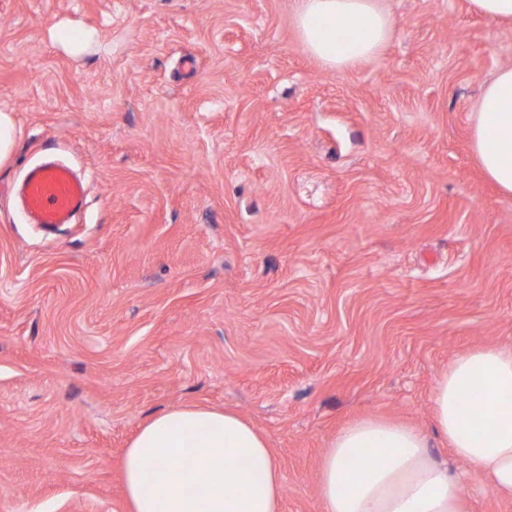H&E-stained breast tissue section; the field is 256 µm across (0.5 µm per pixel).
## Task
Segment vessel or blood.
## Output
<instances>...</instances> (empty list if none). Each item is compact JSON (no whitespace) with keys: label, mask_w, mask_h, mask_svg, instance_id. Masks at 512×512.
<instances>
[{"label":"vessel or blood","mask_w":512,"mask_h":512,"mask_svg":"<svg viewBox=\"0 0 512 512\" xmlns=\"http://www.w3.org/2000/svg\"><path fill=\"white\" fill-rule=\"evenodd\" d=\"M18 193L33 224L57 228L72 223L87 205V189L67 165L47 161L25 174Z\"/></svg>","instance_id":"obj_1"}]
</instances>
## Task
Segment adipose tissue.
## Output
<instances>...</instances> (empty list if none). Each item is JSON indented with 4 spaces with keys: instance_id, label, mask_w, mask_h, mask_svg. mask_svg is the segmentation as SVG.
Instances as JSON below:
<instances>
[{
    "instance_id": "obj_1",
    "label": "adipose tissue",
    "mask_w": 512,
    "mask_h": 512,
    "mask_svg": "<svg viewBox=\"0 0 512 512\" xmlns=\"http://www.w3.org/2000/svg\"><path fill=\"white\" fill-rule=\"evenodd\" d=\"M293 24L305 50L330 70L376 57L394 26L380 0H296ZM471 147L487 180L512 196V66L486 83ZM433 423L453 459L434 456L415 427L363 417L329 443L318 473L323 512H462L453 463L473 466L512 499V350L488 345L458 355L432 396ZM355 471H348L349 461ZM128 512H279L281 468L246 418L198 404L155 415L123 457Z\"/></svg>"
}]
</instances>
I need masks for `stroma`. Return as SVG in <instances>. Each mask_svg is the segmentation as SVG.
I'll use <instances>...</instances> for the list:
<instances>
[{
	"instance_id": "35a3bbf8",
	"label": "stroma",
	"mask_w": 512,
	"mask_h": 512,
	"mask_svg": "<svg viewBox=\"0 0 512 512\" xmlns=\"http://www.w3.org/2000/svg\"><path fill=\"white\" fill-rule=\"evenodd\" d=\"M383 4L390 42L339 72L295 0H0V512H127L123 452L179 404L265 434L281 512H322L355 418L447 455L440 373L512 349V197L470 146L512 23ZM50 154L88 181L52 231L11 193ZM17 140V128L11 112L0 110V166L11 161Z\"/></svg>"
}]
</instances>
